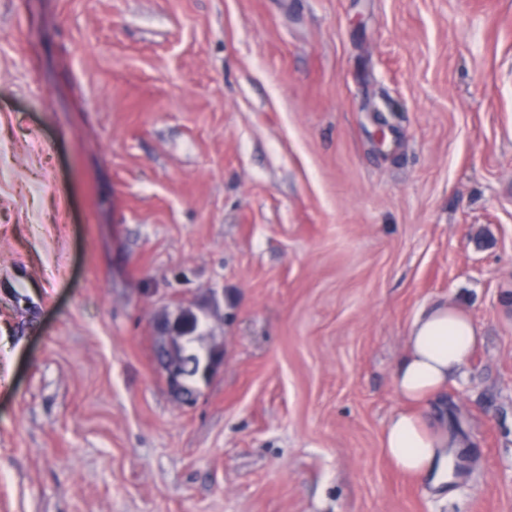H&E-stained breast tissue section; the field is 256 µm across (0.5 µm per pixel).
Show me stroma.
Wrapping results in <instances>:
<instances>
[{"mask_svg": "<svg viewBox=\"0 0 512 512\" xmlns=\"http://www.w3.org/2000/svg\"><path fill=\"white\" fill-rule=\"evenodd\" d=\"M439 303L436 486L381 438ZM4 377L0 512H512V0H0ZM480 341L463 311L447 305L417 316L408 333L407 354L395 373V386L408 404L436 393L457 376ZM180 320L184 323H191L192 329L188 334L184 335L182 338H173L174 345V355L170 356L169 353L164 352L165 356V369L169 372L170 380H175L178 378V373L174 370H170L172 367H176L179 371L181 377H194L196 375H200L203 377V370L208 363L213 364L214 355L210 352L206 356H202L197 353L190 354H182L186 349L184 346L177 343V339H185L189 341L191 336L197 331L199 326L198 318L194 315H182ZM202 373V375H201Z\"/></svg>", "mask_w": 512, "mask_h": 512, "instance_id": "obj_1", "label": "stroma"}]
</instances>
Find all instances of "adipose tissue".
I'll list each match as a JSON object with an SVG mask.
<instances>
[{"mask_svg":"<svg viewBox=\"0 0 512 512\" xmlns=\"http://www.w3.org/2000/svg\"><path fill=\"white\" fill-rule=\"evenodd\" d=\"M480 341V332L463 311L442 305L417 316L408 333L407 354L395 373V386L405 409L389 420L382 451L401 471L431 478L440 484L448 476V460L459 440L431 430L414 403L436 393L462 373L467 357Z\"/></svg>","mask_w":512,"mask_h":512,"instance_id":"1","label":"adipose tissue"}]
</instances>
